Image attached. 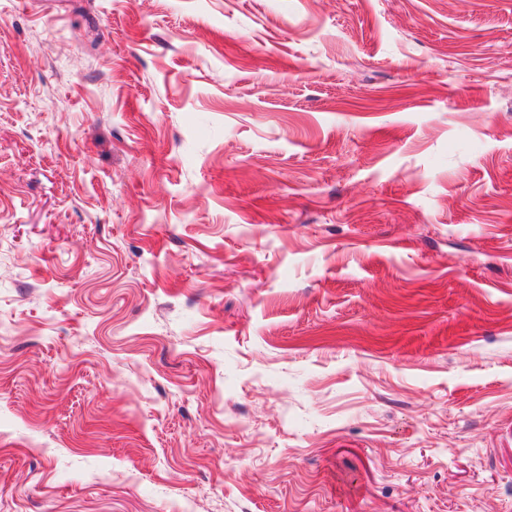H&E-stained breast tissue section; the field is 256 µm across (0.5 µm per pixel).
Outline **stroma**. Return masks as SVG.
<instances>
[{
    "label": "stroma",
    "instance_id": "obj_1",
    "mask_svg": "<svg viewBox=\"0 0 512 512\" xmlns=\"http://www.w3.org/2000/svg\"><path fill=\"white\" fill-rule=\"evenodd\" d=\"M0 512H512V0H0Z\"/></svg>",
    "mask_w": 512,
    "mask_h": 512
}]
</instances>
